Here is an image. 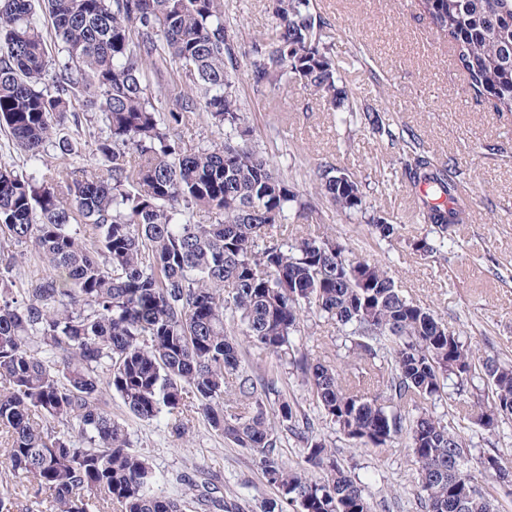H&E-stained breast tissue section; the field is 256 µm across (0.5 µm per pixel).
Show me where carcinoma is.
Returning <instances> with one entry per match:
<instances>
[{
  "mask_svg": "<svg viewBox=\"0 0 512 512\" xmlns=\"http://www.w3.org/2000/svg\"><path fill=\"white\" fill-rule=\"evenodd\" d=\"M270 2L278 34L267 42L239 36L222 0H0V124L32 162L28 173L0 165V438L9 474L28 482L26 512H183L157 492L160 474L102 407L104 392L140 421L167 419L178 439L190 432L185 413H196L256 455L278 492L262 512H372L360 477L277 380L243 372L240 336L292 366L352 447L405 438L427 512H496L491 488L462 467L455 427L422 404L466 397L480 380L487 398L477 422L490 430L512 417V365L478 356L339 238L289 242L265 232L290 211L306 217L310 203L252 146L234 84L243 57L256 91L292 81L336 109L348 99L341 69L358 62L324 40L314 0ZM418 6L454 44L473 91L512 112V0ZM163 68L172 76L156 88L150 73ZM82 111L99 114L88 148L106 178L78 174L77 148L56 137L60 121L78 125ZM197 112L224 141L188 146L177 137ZM360 119L403 143L401 174L425 188L419 216L438 234L416 250L442 253L464 219L456 165L378 112ZM51 148L69 161L48 164ZM316 182L336 209H365L346 172L325 165ZM29 244L47 273L20 299L11 247ZM310 315L346 336L352 367L298 347ZM280 431L303 444L322 478L283 462ZM479 464L487 478L512 469L497 454ZM198 501L240 512L206 484Z\"/></svg>",
  "mask_w": 512,
  "mask_h": 512,
  "instance_id": "obj_1",
  "label": "carcinoma"
}]
</instances>
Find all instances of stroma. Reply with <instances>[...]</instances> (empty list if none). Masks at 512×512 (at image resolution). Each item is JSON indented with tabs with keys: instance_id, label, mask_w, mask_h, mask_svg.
Here are the masks:
<instances>
[{
	"instance_id": "obj_1",
	"label": "stroma",
	"mask_w": 512,
	"mask_h": 512,
	"mask_svg": "<svg viewBox=\"0 0 512 512\" xmlns=\"http://www.w3.org/2000/svg\"><path fill=\"white\" fill-rule=\"evenodd\" d=\"M316 10L330 24L337 54L359 58L355 71L343 78L350 99L387 113L430 154L456 162L467 219L452 228L444 256L416 251L415 242L435 232L420 220L421 201L394 166L398 146L368 133L356 118L339 122L298 85L255 94L245 62L235 88L256 131L254 144L312 207L307 218L275 225L270 235L339 237L355 256L388 269L402 295L434 311L480 356L512 363V112L495 111L473 97L456 64L455 47L421 16L417 0H317ZM224 13L244 37L270 41L276 36L269 0H224ZM325 164L345 169L359 182L372 212L397 226L392 239L379 238L369 214L335 210L317 193L314 171ZM304 328L299 341L312 357L347 362V343L334 324L312 317ZM244 351L247 372L277 378L282 393L313 419L338 461L360 476L373 512H426L405 440L383 448L350 447L321 417L290 366L251 344ZM102 401L126 425L133 449L160 474L158 492L181 499L184 512H203L193 489L197 483L217 485L225 499L238 500L242 512H260L262 502L275 497L257 458L214 435L201 418H194L189 437L179 440L165 421L137 420L109 394ZM462 435L468 470H477L483 455H512V421L490 431L472 423Z\"/></svg>"
}]
</instances>
